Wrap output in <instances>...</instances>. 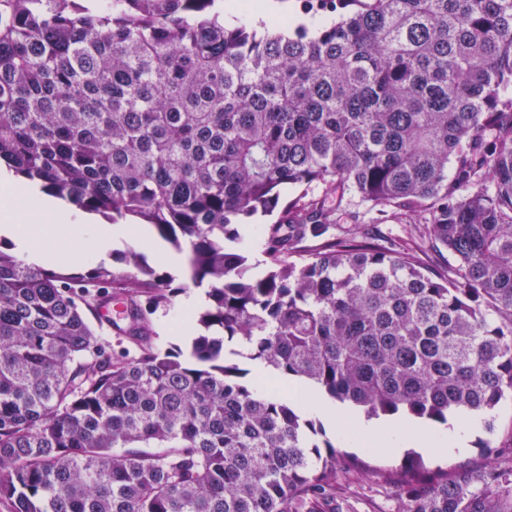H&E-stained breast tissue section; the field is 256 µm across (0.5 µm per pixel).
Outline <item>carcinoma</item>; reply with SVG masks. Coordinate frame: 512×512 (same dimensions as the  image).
<instances>
[{"instance_id": "carcinoma-1", "label": "carcinoma", "mask_w": 512, "mask_h": 512, "mask_svg": "<svg viewBox=\"0 0 512 512\" xmlns=\"http://www.w3.org/2000/svg\"><path fill=\"white\" fill-rule=\"evenodd\" d=\"M216 0H0V163L186 254L207 288L185 351L150 316L174 280L130 250L72 273L0 248V500L12 512H323L381 476L400 512H512V459L378 473L339 455L226 343L369 417L438 424L512 394V0H305L337 20L228 27ZM453 173H448V169ZM268 224V269L235 221ZM467 188L462 193L460 189ZM349 195L401 244L338 225ZM446 251L445 271L420 254ZM112 357L88 316L112 300ZM303 193V188L301 187H286L281 192V207L274 211L269 215H257L250 219H245L239 225V238L236 243L232 244L234 248L242 251L247 257L248 262L252 267L251 273L256 275L263 274L268 268V260L264 254L265 243H264V235L263 228L266 224H274L276 223L281 216V209L284 205L288 203L291 199L301 195ZM247 224H251L257 230L251 227L245 231L244 239L242 230L244 227L248 226ZM256 239L252 245L246 244L248 241H252L254 237Z\"/></svg>"}]
</instances>
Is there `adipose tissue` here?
I'll use <instances>...</instances> for the list:
<instances>
[{"instance_id":"obj_1","label":"adipose tissue","mask_w":512,"mask_h":512,"mask_svg":"<svg viewBox=\"0 0 512 512\" xmlns=\"http://www.w3.org/2000/svg\"><path fill=\"white\" fill-rule=\"evenodd\" d=\"M222 11L225 24L245 17L258 25L286 15L287 6L283 0H253L245 9L238 0H224ZM131 233L126 224L90 223L87 212L59 203L0 165V236L17 243L28 256L62 264L101 259ZM300 400L308 413L335 428L340 443L379 452L419 448L445 455L459 448L465 435L478 426L464 418L453 429L436 432L421 423L368 421L336 409L307 388L301 389Z\"/></svg>"}]
</instances>
